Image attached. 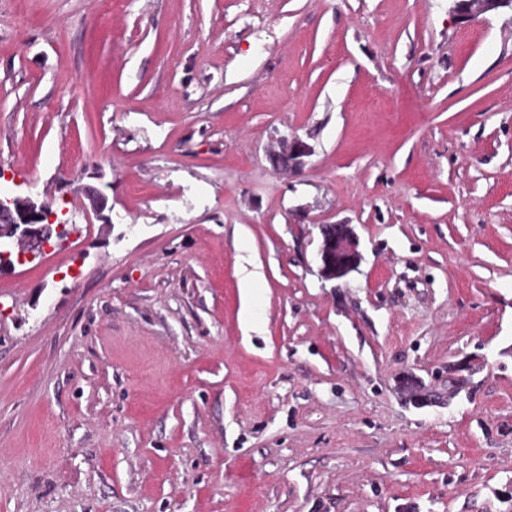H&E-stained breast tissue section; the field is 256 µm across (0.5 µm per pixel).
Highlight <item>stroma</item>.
<instances>
[{
    "label": "stroma",
    "mask_w": 512,
    "mask_h": 512,
    "mask_svg": "<svg viewBox=\"0 0 512 512\" xmlns=\"http://www.w3.org/2000/svg\"><path fill=\"white\" fill-rule=\"evenodd\" d=\"M452 8L0 0V196L69 231L0 276V512H512V12ZM309 148L295 136L281 135L278 138V150L269 155L272 165L278 169L291 170L304 164V157L309 156ZM84 196L88 203H83L82 211L88 223H91V215L102 224L111 223L112 206L108 205V198L93 188L85 190ZM321 234L318 257L322 276L327 280H337L356 271L362 254L352 227L343 223L322 224Z\"/></svg>",
    "instance_id": "stroma-1"
}]
</instances>
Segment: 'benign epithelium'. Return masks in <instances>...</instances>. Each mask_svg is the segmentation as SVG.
<instances>
[{
	"instance_id": "benign-epithelium-1",
	"label": "benign epithelium",
	"mask_w": 512,
	"mask_h": 512,
	"mask_svg": "<svg viewBox=\"0 0 512 512\" xmlns=\"http://www.w3.org/2000/svg\"><path fill=\"white\" fill-rule=\"evenodd\" d=\"M508 0H459L461 8L455 13L463 18L497 12ZM310 150L296 136L282 135L278 138V149L269 155L272 165L278 169L291 170L304 164ZM87 203L82 205L86 220L96 218L104 224L112 223V207L108 198L100 191L89 188L84 192ZM48 205L35 201L31 196L17 195L0 200V243H15L25 256L45 254L52 235H62L61 227L53 226L47 216ZM322 241L318 251L320 272L327 280H337L358 269L362 254L352 227L343 223L321 225Z\"/></svg>"
}]
</instances>
